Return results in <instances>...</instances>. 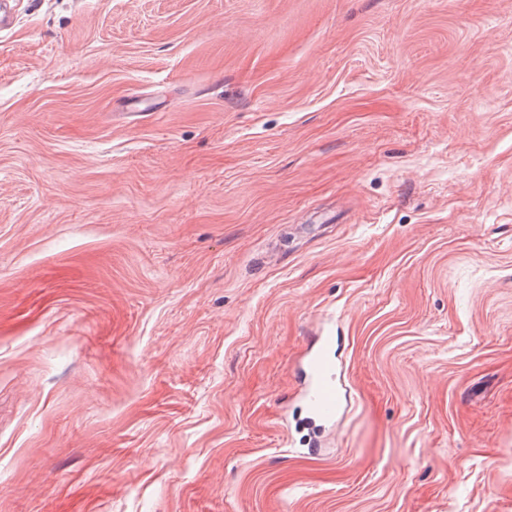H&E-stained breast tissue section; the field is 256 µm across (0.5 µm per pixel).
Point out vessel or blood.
I'll return each instance as SVG.
<instances>
[{
	"mask_svg": "<svg viewBox=\"0 0 512 512\" xmlns=\"http://www.w3.org/2000/svg\"><path fill=\"white\" fill-rule=\"evenodd\" d=\"M333 342V337H322L319 349L307 360L310 385L306 398L320 420L334 419L339 412L336 364L329 355Z\"/></svg>",
	"mask_w": 512,
	"mask_h": 512,
	"instance_id": "obj_1",
	"label": "vessel or blood"
}]
</instances>
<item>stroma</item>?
I'll list each match as a JSON object with an SVG mask.
<instances>
[{
	"label": "stroma",
	"mask_w": 512,
	"mask_h": 512,
	"mask_svg": "<svg viewBox=\"0 0 512 512\" xmlns=\"http://www.w3.org/2000/svg\"><path fill=\"white\" fill-rule=\"evenodd\" d=\"M0 512H512V0H22ZM335 337L323 336L317 351L307 360L310 385L306 398L319 420H332L339 412L336 364L329 355Z\"/></svg>",
	"instance_id": "stroma-1"
}]
</instances>
